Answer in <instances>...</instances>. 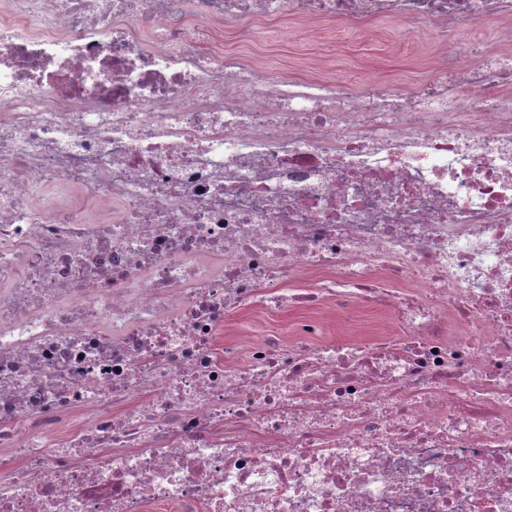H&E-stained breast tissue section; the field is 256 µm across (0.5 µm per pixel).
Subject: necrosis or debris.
<instances>
[{"label": "necrosis or debris", "mask_w": 512, "mask_h": 512, "mask_svg": "<svg viewBox=\"0 0 512 512\" xmlns=\"http://www.w3.org/2000/svg\"><path fill=\"white\" fill-rule=\"evenodd\" d=\"M242 14L429 77L285 76ZM326 303L396 332L221 339ZM0 512H512V0H0ZM278 32L254 46L239 45L244 55H262L268 66L300 78L312 74L345 82L383 83L400 92L408 80L425 70V52L431 50L429 34L408 35L392 20L369 22L358 29L336 25L303 27L284 16ZM498 33L496 27L490 22L478 21L471 28L467 40L486 47L488 51H495L498 47ZM302 317L299 311H285L271 316L262 307L246 309L224 322V341H235L242 351L251 340L261 336H278L281 342H288L295 336L296 323Z\"/></svg>", "instance_id": "obj_1"}]
</instances>
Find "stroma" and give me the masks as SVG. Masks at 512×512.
Instances as JSON below:
<instances>
[{
    "mask_svg": "<svg viewBox=\"0 0 512 512\" xmlns=\"http://www.w3.org/2000/svg\"><path fill=\"white\" fill-rule=\"evenodd\" d=\"M280 26V31L270 33L260 45H241V53L261 54L268 66L292 76L316 74L360 84L380 82L392 93L403 90L408 80L424 72L425 54L431 49L426 33L405 34L388 19L357 29L303 27L286 18ZM316 314L323 320L330 342L347 339L356 325L376 333L387 329V319L379 312L362 313L353 324L325 306ZM301 317V312L289 310L273 316L257 306L229 318L223 338L242 347L261 336H276L285 342L294 336Z\"/></svg>",
    "mask_w": 512,
    "mask_h": 512,
    "instance_id": "stroma-1",
    "label": "stroma"
}]
</instances>
